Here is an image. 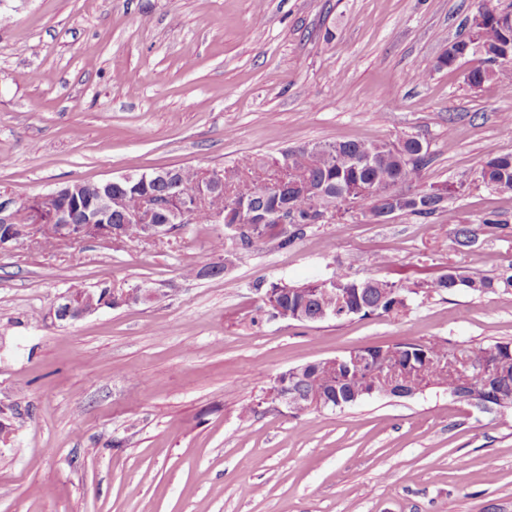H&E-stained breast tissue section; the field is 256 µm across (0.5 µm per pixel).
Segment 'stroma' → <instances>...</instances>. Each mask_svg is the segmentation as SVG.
Here are the masks:
<instances>
[{
    "instance_id": "1",
    "label": "stroma",
    "mask_w": 512,
    "mask_h": 512,
    "mask_svg": "<svg viewBox=\"0 0 512 512\" xmlns=\"http://www.w3.org/2000/svg\"><path fill=\"white\" fill-rule=\"evenodd\" d=\"M479 0H0V192L222 169L317 142L417 135L425 184L460 182L453 216H347L218 276L220 224L176 237L0 253V512H512V415L430 388L291 416L267 389L288 368L413 338L512 342V291L420 295L388 316L270 318V283L512 269V192L474 177L512 152V97L471 88L473 59L435 69ZM497 213L502 224L485 223ZM472 225L468 251L452 219ZM390 255L395 266L380 265ZM153 299L73 324L74 288Z\"/></svg>"
}]
</instances>
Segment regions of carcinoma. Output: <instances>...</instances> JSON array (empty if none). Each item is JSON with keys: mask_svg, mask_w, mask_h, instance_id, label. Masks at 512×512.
I'll return each instance as SVG.
<instances>
[{"mask_svg": "<svg viewBox=\"0 0 512 512\" xmlns=\"http://www.w3.org/2000/svg\"><path fill=\"white\" fill-rule=\"evenodd\" d=\"M460 55L448 59L451 68L470 56H479V64L471 68L466 82L479 88L494 81L499 88H512V22L495 11H486L472 18L470 34L458 43ZM431 162L429 148H421L413 136L397 141L349 140L315 143L289 149L282 157L272 160L274 170L269 178L258 182L241 179L244 170L264 165L251 156L237 159L222 169L224 178V233L211 241L217 261L206 268H192L189 276H216L223 273L233 259L266 239H275L286 248L300 238L307 227L316 223L320 211L336 217L348 213V198L363 193L366 209L376 210L397 186L416 193L397 202L398 214L428 218L449 210V202L464 188V183L422 185L423 172ZM480 182L501 191H512V153L485 160L479 168ZM213 185L202 182L198 170L180 167L174 170L171 181L165 182L155 173H142L129 182L112 185V223L123 226L125 239L134 240L155 232L154 225H165L166 235L179 233L184 224L172 221L164 207L155 212L153 223L137 224L135 214L145 196L161 194L187 200ZM292 209L298 214L296 230L281 237L267 230L269 218L279 209ZM476 242V233L469 224L455 223L454 245L464 251ZM512 289V275L496 279L476 277L461 266L448 268L434 278L407 280V283L381 279L354 280L338 266L331 277L321 282L291 285L286 282L270 284L267 293L271 315L288 312V319L299 323H316L324 319L341 321L354 315L360 318L383 316L409 306L419 294L468 291L475 294ZM393 349L414 356L427 379L439 382L433 368L448 364L455 351L469 361L466 372L475 385L495 393L493 411L501 415L512 412V343L492 342L461 346L455 342L432 340L421 342L405 339ZM288 375L299 389L322 397V408L336 409L340 404H356L354 394L363 388L366 373L350 367L341 376L326 367L301 364L288 369Z\"/></svg>", "mask_w": 512, "mask_h": 512, "instance_id": "cac0c4a2", "label": "carcinoma"}]
</instances>
